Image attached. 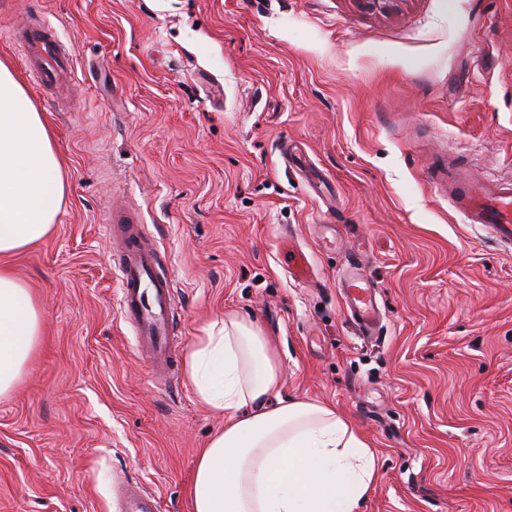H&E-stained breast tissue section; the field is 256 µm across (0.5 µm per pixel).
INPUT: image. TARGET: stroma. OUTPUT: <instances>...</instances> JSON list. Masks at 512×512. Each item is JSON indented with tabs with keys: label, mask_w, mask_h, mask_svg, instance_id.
Returning <instances> with one entry per match:
<instances>
[{
	"label": "stroma",
	"mask_w": 512,
	"mask_h": 512,
	"mask_svg": "<svg viewBox=\"0 0 512 512\" xmlns=\"http://www.w3.org/2000/svg\"><path fill=\"white\" fill-rule=\"evenodd\" d=\"M41 15L75 65L58 95L10 38ZM0 60L65 182L52 234L10 260L42 336L0 396V512H121L126 480L190 512L224 425L184 367L140 360L111 207L139 215L174 281L179 358L238 313L283 396L352 419L378 462L359 512H512V251L430 183L452 153L512 178V0H0ZM353 255L378 289L369 340L337 288ZM288 272L297 280L305 282L310 279L312 267L308 257L302 250L288 247Z\"/></svg>",
	"instance_id": "35a3bbf8"
}]
</instances>
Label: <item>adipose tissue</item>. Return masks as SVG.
<instances>
[{"label":"adipose tissue","mask_w":512,"mask_h":512,"mask_svg":"<svg viewBox=\"0 0 512 512\" xmlns=\"http://www.w3.org/2000/svg\"><path fill=\"white\" fill-rule=\"evenodd\" d=\"M63 198L52 132L0 61V258L47 238ZM40 336L30 289L0 265V396ZM186 370L199 400L224 415L191 477V512H358L378 477L374 451L335 408L278 400L279 364L257 327L225 315L197 338Z\"/></svg>","instance_id":"1"}]
</instances>
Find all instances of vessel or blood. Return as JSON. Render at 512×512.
<instances>
[{
  "label": "vessel or blood",
  "instance_id": "1",
  "mask_svg": "<svg viewBox=\"0 0 512 512\" xmlns=\"http://www.w3.org/2000/svg\"><path fill=\"white\" fill-rule=\"evenodd\" d=\"M14 40L27 47L26 63L45 86L73 81L75 73L68 53L59 51L56 29L39 19L11 31ZM438 192L447 194L450 209L463 223L481 227L493 241L512 247V180L488 175L475 176L457 158L440 164L432 178ZM107 234L117 245V288L119 305L125 318L138 326L137 349L151 372L163 374L177 364L171 318L175 308L174 282L159 274V254L151 246L142 222L128 212L107 214ZM289 273L308 281L312 267L305 252L288 251ZM341 288L349 310L365 333L379 330L376 290L361 273L347 271Z\"/></svg>",
  "mask_w": 512,
  "mask_h": 512
}]
</instances>
